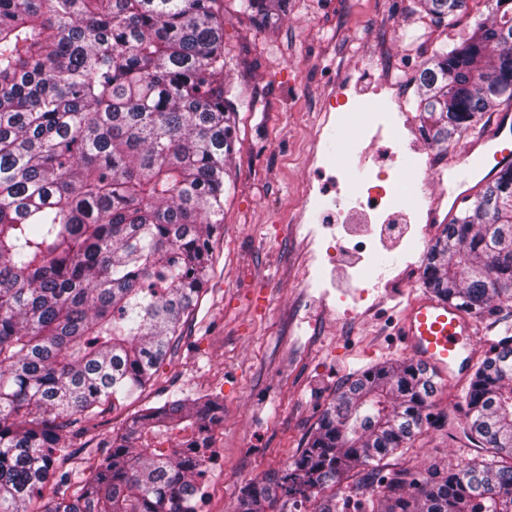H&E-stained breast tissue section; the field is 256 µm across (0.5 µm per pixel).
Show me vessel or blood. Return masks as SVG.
<instances>
[{
	"label": "vessel or blood",
	"instance_id": "vessel-or-blood-1",
	"mask_svg": "<svg viewBox=\"0 0 512 512\" xmlns=\"http://www.w3.org/2000/svg\"><path fill=\"white\" fill-rule=\"evenodd\" d=\"M489 146L485 180L512 165V113L500 112L490 128L473 136L468 153ZM397 340L416 361L439 378L465 380L476 354L472 318L457 306L426 294L411 301L400 316Z\"/></svg>",
	"mask_w": 512,
	"mask_h": 512
}]
</instances>
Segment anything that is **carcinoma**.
<instances>
[{"instance_id":"obj_1","label":"carcinoma","mask_w":512,"mask_h":512,"mask_svg":"<svg viewBox=\"0 0 512 512\" xmlns=\"http://www.w3.org/2000/svg\"><path fill=\"white\" fill-rule=\"evenodd\" d=\"M223 0H0V512H201L224 405L171 396L131 414L107 452L67 441L133 402L178 348L208 283L234 150ZM468 0H418L448 27ZM276 29L288 0H240ZM512 103V0L418 76L425 139L444 146ZM426 288L481 317L512 300V167L428 248ZM437 391L412 361L342 387L306 448L246 484L236 512H512V336L476 364L466 438L490 458L417 485L379 477L422 434ZM54 478L57 498L42 489ZM360 470L361 471L358 474H351V476L348 479H344L340 485L336 486V492L340 490V495H342L347 500V512H370V510L368 509V505L365 501V498L359 494H356V492L352 488L355 481L362 479L364 476V471L362 470V468Z\"/></svg>"}]
</instances>
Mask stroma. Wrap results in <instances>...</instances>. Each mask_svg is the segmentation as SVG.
<instances>
[{
	"label": "stroma",
	"instance_id": "1",
	"mask_svg": "<svg viewBox=\"0 0 512 512\" xmlns=\"http://www.w3.org/2000/svg\"><path fill=\"white\" fill-rule=\"evenodd\" d=\"M490 12L489 0H470L448 28L420 14L416 0H288L281 26L264 30L240 13L238 0H224V79L237 109L224 231L207 291L142 400L149 407L174 393H208L223 404L202 512H235L240 488L297 456L342 386L371 366L408 359L394 322L424 293L425 247L443 225H375L361 287L324 274L330 240L349 241L353 228L320 218L315 204L348 196L366 176L352 159L355 128L331 104L360 91L364 120L393 111L388 93L376 90L377 64L392 58L404 76L406 113L397 135L382 134L373 153L394 157L405 213L425 208L434 188L426 162L438 148L420 135L416 78L435 48L469 38ZM307 193L314 204L305 210ZM133 411L127 404L91 421L72 449L107 446ZM431 411L444 427H425L388 466L427 477L480 459L464 434L456 384L439 381Z\"/></svg>",
	"mask_w": 512,
	"mask_h": 512
}]
</instances>
